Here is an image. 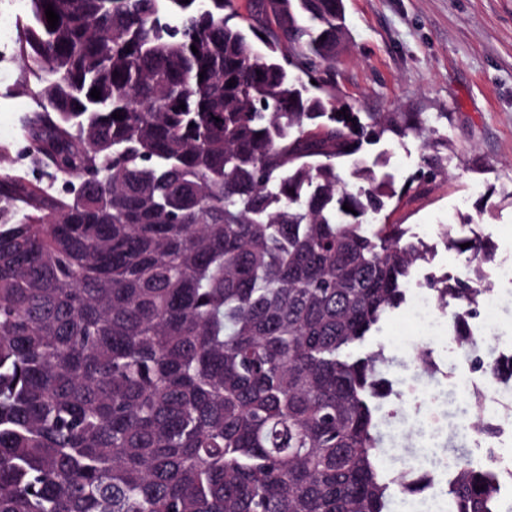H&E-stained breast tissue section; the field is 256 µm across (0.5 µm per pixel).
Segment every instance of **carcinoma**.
I'll return each instance as SVG.
<instances>
[{"label": "carcinoma", "mask_w": 512, "mask_h": 512, "mask_svg": "<svg viewBox=\"0 0 512 512\" xmlns=\"http://www.w3.org/2000/svg\"><path fill=\"white\" fill-rule=\"evenodd\" d=\"M28 6L17 50L43 96L29 152L79 183L51 196L0 176L22 214L0 218V512H394V358L354 349L406 303L425 250L368 223L393 179L363 149L436 130L338 116L311 92L343 0H246L264 51L231 23L238 0ZM439 145L425 140L431 175ZM433 291L473 344L466 310L488 288ZM509 380L512 364L490 366V386ZM452 453L446 512H499L495 470Z\"/></svg>", "instance_id": "obj_1"}]
</instances>
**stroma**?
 I'll return each instance as SVG.
<instances>
[{"label": "stroma", "mask_w": 512, "mask_h": 512, "mask_svg": "<svg viewBox=\"0 0 512 512\" xmlns=\"http://www.w3.org/2000/svg\"><path fill=\"white\" fill-rule=\"evenodd\" d=\"M344 51L322 72L323 89L361 115L417 112L434 120L448 142L444 169L420 177L424 140L385 136L363 154L378 172L395 180L396 196L376 223L408 225L427 248L428 259L413 275L421 286L436 277L467 271L465 255L447 249L443 225L489 238L493 258L481 266L486 286L499 292L512 284L493 272L495 260L512 258V0H344ZM41 84L17 54L0 44V166L27 151L25 115L38 111ZM426 340L428 331L407 309L392 313L364 343L384 346L401 359L402 337ZM414 367L403 362L390 377L402 403H385L384 413L431 412L441 441L483 459L485 436L475 427L470 391L431 382L414 391Z\"/></svg>", "instance_id": "35a3bbf8"}]
</instances>
